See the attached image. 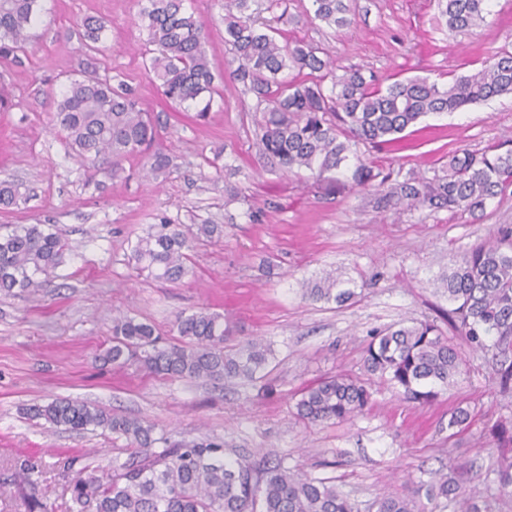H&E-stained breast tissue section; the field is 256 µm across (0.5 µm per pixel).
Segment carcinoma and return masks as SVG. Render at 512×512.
<instances>
[{"label":"carcinoma","instance_id":"carcinoma-1","mask_svg":"<svg viewBox=\"0 0 512 512\" xmlns=\"http://www.w3.org/2000/svg\"><path fill=\"white\" fill-rule=\"evenodd\" d=\"M40 0H0V66L22 64L30 28ZM154 52L148 69L162 94L182 104L212 92L214 74L204 47L202 27L186 12L184 0H148ZM490 0H437L448 33L470 31L489 14ZM309 19L337 29L353 24L350 0H312ZM249 0H224V44L237 67L235 79L256 98L260 114L262 154L288 173L303 169L323 176L347 166L352 147L389 144L397 135L430 114L460 112L495 97L512 94V52H496L481 66L452 73L440 83L427 77L397 78L384 86L374 75L338 66L327 53L303 42L285 44L277 30L260 26L248 14ZM81 36L96 43L105 24L86 18ZM297 72L288 78L285 72ZM54 119L81 165L100 160L109 179L124 171L122 162L143 152L158 137L161 125L141 106L135 90L120 82L74 78L57 101ZM149 173L166 174L171 155H148ZM379 174L356 160L352 179L371 187ZM512 187V149L477 154L464 150L448 160V174L432 179L412 177L389 192L409 210L446 209L471 216ZM18 197L14 183L0 181V207ZM222 233L219 224H155L132 246L139 272L169 283L191 272L192 242ZM65 243L41 224H16L0 234V293H36L45 279L62 266ZM452 309L448 326L471 352L492 357L502 394L512 393V228L464 252L448 275L437 282ZM303 298L343 304L355 296L332 276L306 281ZM178 339L162 342L153 325L128 315L112 318V345L98 355L123 367L138 362L150 372L173 379L211 383L252 380L266 370L273 355L269 345L251 340L228 348L229 330L217 314H181L174 323ZM466 357L454 338L438 324L421 321L371 333L363 360L368 380L348 375L325 377L300 391L296 415L310 425L339 423L368 411L370 381L379 380L420 405L432 402L454 383ZM27 415L56 428L80 432L100 428L125 438L132 448L121 465L98 475L79 471L71 483L75 512H355V506L330 478L312 477L279 461L257 465L244 456H226L224 442L211 439L171 443L153 437L154 427L136 418L114 414L98 405L56 399L34 405ZM489 433L502 453L493 483L502 496H512V420L499 419ZM161 442L164 448L150 447ZM428 501L456 502L458 512H488L477 491L466 492L452 473L436 472L423 483ZM377 512H415L414 502L387 495Z\"/></svg>","mask_w":512,"mask_h":512}]
</instances>
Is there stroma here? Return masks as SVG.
<instances>
[{
    "instance_id": "35a3bbf8",
    "label": "stroma",
    "mask_w": 512,
    "mask_h": 512,
    "mask_svg": "<svg viewBox=\"0 0 512 512\" xmlns=\"http://www.w3.org/2000/svg\"><path fill=\"white\" fill-rule=\"evenodd\" d=\"M146 0H40L22 65L0 71L11 107L0 111V180L20 197L0 209V233L12 224L55 225L66 259L32 296L0 293V512H29L33 501L72 512L66 459L94 471L125 462V439L95 430L73 432L28 419L25 410L56 398L87 401L154 424L170 440L209 438L245 450L254 463L276 451L286 464L329 477L357 512H376L386 493L412 494L432 471L486 477L502 454L489 426L512 418V396L500 394L491 360L469 356L456 384L429 405L406 402L373 385V407L352 421L304 424L295 401L307 385L336 374L362 376L371 331L420 321L442 322L448 299L436 279L475 243L512 226V189L477 216L445 209L400 210L388 188L414 175H444L461 150L512 149V94L453 114L431 115L392 147L358 146L386 179L356 187L342 169L319 178L287 175L256 144L255 97L229 75L224 0H186L200 22L217 76L206 122L194 103L176 105L157 88L147 63L142 15ZM258 21L279 27L283 40L323 49L337 65L374 74L382 83L438 79L480 67L512 49V0H492L485 22L449 35L434 0H354L355 23L344 32L306 18L311 0H254ZM290 23L280 24L281 12ZM108 23L97 45L79 37L85 18ZM125 81L135 87L162 130L153 147L175 155L176 168L153 184L144 156L123 163L108 180L76 163L51 121L67 76ZM220 224L224 236L197 241L191 273L180 283L140 276L130 248L150 225ZM362 284L339 306L306 303L299 283L326 273ZM221 315L229 344L260 337L274 359L262 381L221 387L156 376L140 364L98 362L110 346L112 316L122 312L172 339L178 313ZM472 413L469 428L448 430L457 405ZM36 458L35 485L21 482L18 459Z\"/></svg>"
}]
</instances>
